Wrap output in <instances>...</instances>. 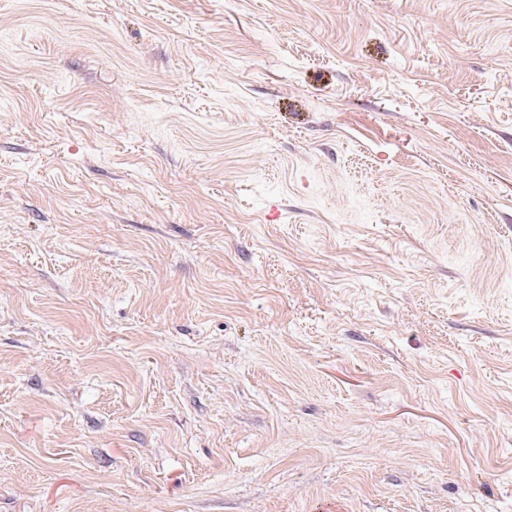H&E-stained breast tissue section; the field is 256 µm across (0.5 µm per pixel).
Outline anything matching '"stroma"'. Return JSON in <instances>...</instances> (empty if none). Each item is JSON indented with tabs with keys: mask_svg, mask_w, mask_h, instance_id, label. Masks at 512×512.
Listing matches in <instances>:
<instances>
[{
	"mask_svg": "<svg viewBox=\"0 0 512 512\" xmlns=\"http://www.w3.org/2000/svg\"><path fill=\"white\" fill-rule=\"evenodd\" d=\"M0 512H512V0H0Z\"/></svg>",
	"mask_w": 512,
	"mask_h": 512,
	"instance_id": "obj_1",
	"label": "stroma"
}]
</instances>
